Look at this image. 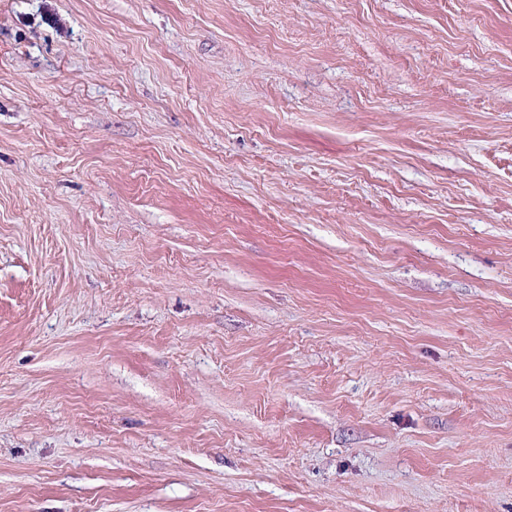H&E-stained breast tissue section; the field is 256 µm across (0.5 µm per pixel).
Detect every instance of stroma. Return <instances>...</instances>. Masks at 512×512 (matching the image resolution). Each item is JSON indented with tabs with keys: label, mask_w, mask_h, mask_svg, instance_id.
Returning <instances> with one entry per match:
<instances>
[{
	"label": "stroma",
	"mask_w": 512,
	"mask_h": 512,
	"mask_svg": "<svg viewBox=\"0 0 512 512\" xmlns=\"http://www.w3.org/2000/svg\"><path fill=\"white\" fill-rule=\"evenodd\" d=\"M0 512H512V0H0Z\"/></svg>",
	"instance_id": "35a3bbf8"
}]
</instances>
